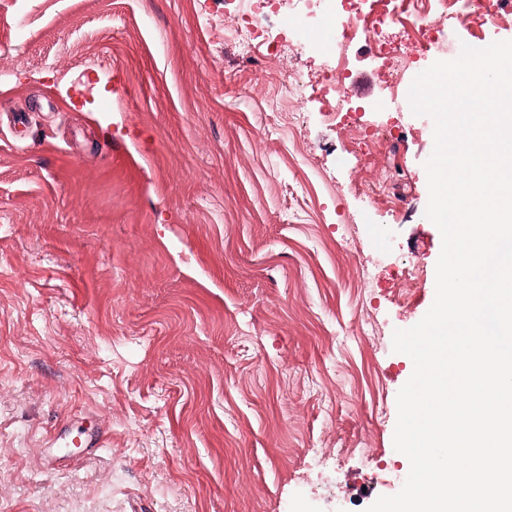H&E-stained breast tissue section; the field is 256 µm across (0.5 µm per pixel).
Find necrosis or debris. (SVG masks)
Masks as SVG:
<instances>
[{
    "label": "necrosis or debris",
    "instance_id": "1",
    "mask_svg": "<svg viewBox=\"0 0 512 512\" xmlns=\"http://www.w3.org/2000/svg\"><path fill=\"white\" fill-rule=\"evenodd\" d=\"M277 2L231 0L236 20L229 32L243 55L259 53L276 61L293 53L297 36L277 38L270 36L265 28V8ZM374 3L376 8L369 13L359 10L356 0H346L345 5L337 7L336 35L324 45L325 51L336 59L333 70L289 71L281 89L283 101L298 107L318 97L326 116L341 118L347 126L356 125L357 115L344 107L347 64L342 49L349 40L358 37L373 45L376 67L387 85V98L395 105L402 99L406 74L421 56L438 50L443 26L512 23V10L504 9L500 0H374ZM400 23L408 25L413 32L412 51H405L384 35L386 29Z\"/></svg>",
    "mask_w": 512,
    "mask_h": 512
}]
</instances>
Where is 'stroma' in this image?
<instances>
[{
  "mask_svg": "<svg viewBox=\"0 0 512 512\" xmlns=\"http://www.w3.org/2000/svg\"><path fill=\"white\" fill-rule=\"evenodd\" d=\"M347 100H382L364 40ZM300 48L242 56L224 0H0V512H366L435 298L433 123L369 165L318 104L272 108ZM126 91L111 93L115 75ZM391 177L392 212L355 183ZM417 262L410 304L382 291ZM100 428L65 458L52 438Z\"/></svg>",
  "mask_w": 512,
  "mask_h": 512,
  "instance_id": "1",
  "label": "stroma"
}]
</instances>
